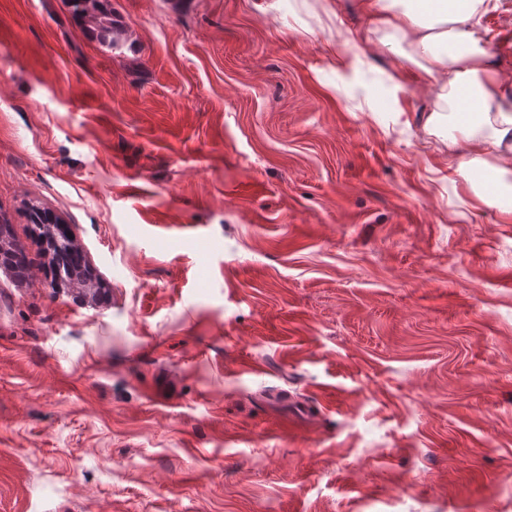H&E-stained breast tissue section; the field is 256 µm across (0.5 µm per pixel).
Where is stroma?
<instances>
[{
	"label": "stroma",
	"instance_id": "obj_1",
	"mask_svg": "<svg viewBox=\"0 0 512 512\" xmlns=\"http://www.w3.org/2000/svg\"><path fill=\"white\" fill-rule=\"evenodd\" d=\"M111 4L0 0V512H512V222L420 69L360 0ZM109 0H68L73 19L90 32L98 30L103 38L110 37V45L117 47L120 24L113 18ZM61 284L78 294L87 306H98L104 297L106 286L98 277L93 267L83 257V263L78 261V268L70 279H59Z\"/></svg>",
	"mask_w": 512,
	"mask_h": 512
}]
</instances>
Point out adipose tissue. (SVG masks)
Masks as SVG:
<instances>
[{
	"mask_svg": "<svg viewBox=\"0 0 512 512\" xmlns=\"http://www.w3.org/2000/svg\"><path fill=\"white\" fill-rule=\"evenodd\" d=\"M382 50L403 48L432 82L424 128L448 127V163L475 200L507 211L512 199V107L503 102V61L479 27L486 0H362Z\"/></svg>",
	"mask_w": 512,
	"mask_h": 512,
	"instance_id": "ef3b65f1",
	"label": "adipose tissue"
}]
</instances>
